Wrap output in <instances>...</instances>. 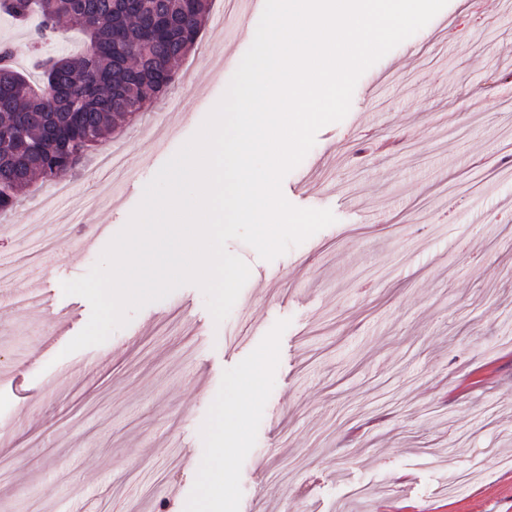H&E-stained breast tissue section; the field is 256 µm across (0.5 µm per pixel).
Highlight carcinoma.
I'll return each mask as SVG.
<instances>
[{"instance_id":"1","label":"carcinoma","mask_w":512,"mask_h":512,"mask_svg":"<svg viewBox=\"0 0 512 512\" xmlns=\"http://www.w3.org/2000/svg\"><path fill=\"white\" fill-rule=\"evenodd\" d=\"M209 0H0V12L24 23L39 17L38 40L69 23L88 45L79 55L40 56L36 88L0 44V213L16 208L33 181L50 179L89 156L113 124L147 109L195 46Z\"/></svg>"}]
</instances>
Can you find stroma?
Masks as SVG:
<instances>
[{
	"label": "stroma",
	"instance_id": "obj_1",
	"mask_svg": "<svg viewBox=\"0 0 512 512\" xmlns=\"http://www.w3.org/2000/svg\"><path fill=\"white\" fill-rule=\"evenodd\" d=\"M260 17L211 0L167 92L0 218L8 261L11 226L40 227L69 314L58 333L20 303L34 261L0 295V512H203L221 499L232 512H371L388 485L401 512H512V11L492 0L479 13L449 0L370 67L285 177L291 204L334 224L272 261L227 243L251 268L240 296L261 327L248 343L227 338L246 329L238 311L214 322L186 285L63 355L91 314L63 282L96 264L201 126ZM96 224L107 233L85 250ZM232 381L243 444L218 462ZM165 434L177 447H160ZM462 469L471 482L449 486Z\"/></svg>",
	"mask_w": 512,
	"mask_h": 512
}]
</instances>
